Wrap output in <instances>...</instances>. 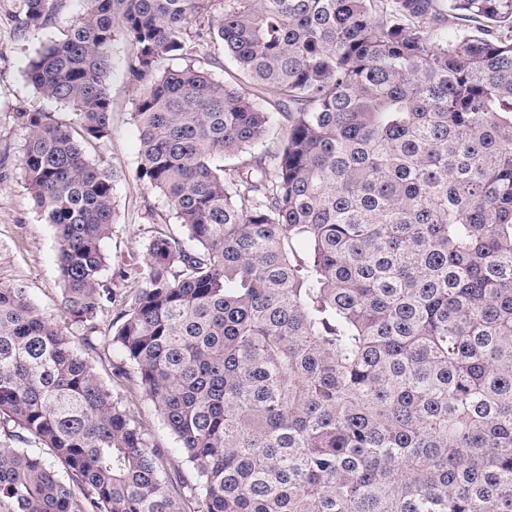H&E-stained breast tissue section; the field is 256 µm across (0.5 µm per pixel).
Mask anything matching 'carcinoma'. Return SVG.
<instances>
[{
    "mask_svg": "<svg viewBox=\"0 0 512 512\" xmlns=\"http://www.w3.org/2000/svg\"><path fill=\"white\" fill-rule=\"evenodd\" d=\"M16 2L25 33L67 0ZM118 40L135 180L181 227L133 292L90 159ZM218 46L224 80L194 64ZM25 76L70 115L16 113L68 322L0 287V512H512V0H84ZM118 305L112 374L190 479L89 361ZM115 317V311L112 315L104 316L99 319L100 329L98 336H109L107 341L99 346L97 353H91L90 361L95 368L99 379L108 389L112 391L115 399L121 400L123 405L129 406L136 422L145 434L149 442L160 448H177L173 436L165 428L160 416L154 410L153 406L145 399L143 391L136 386L135 382L123 381L117 382L111 373L112 359L118 355V350L112 346V320Z\"/></svg>",
    "mask_w": 512,
    "mask_h": 512,
    "instance_id": "carcinoma-1",
    "label": "carcinoma"
}]
</instances>
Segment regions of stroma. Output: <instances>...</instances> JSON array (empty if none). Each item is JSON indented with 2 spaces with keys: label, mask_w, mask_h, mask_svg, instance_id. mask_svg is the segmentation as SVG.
Masks as SVG:
<instances>
[{
  "label": "stroma",
  "mask_w": 512,
  "mask_h": 512,
  "mask_svg": "<svg viewBox=\"0 0 512 512\" xmlns=\"http://www.w3.org/2000/svg\"><path fill=\"white\" fill-rule=\"evenodd\" d=\"M59 35L56 26L19 33L15 0H0V285L25 289L45 316L63 322L67 315L61 305L63 283L56 259L55 232L41 219L26 189L20 169L26 131L14 119L15 113L34 107L60 112L58 103L40 98L24 77L35 50ZM127 51L128 46L122 41L115 42L112 48L115 64L108 79L112 131L92 154L100 168L118 176L115 229L104 243L108 256L105 274L112 279L130 265L143 263L153 230L145 220L146 212H153L160 221H175L165 197L140 186L134 179L139 141L131 114L138 92L129 83L122 64ZM117 354V348L108 341L91 354L90 361L99 379L115 399L130 407L149 442L166 449L167 470L186 469L183 456L174 450L173 436L143 391L133 382L113 378L111 364Z\"/></svg>",
  "instance_id": "obj_1"
}]
</instances>
